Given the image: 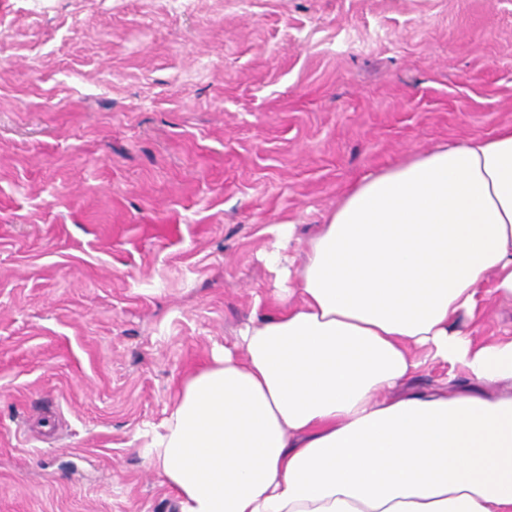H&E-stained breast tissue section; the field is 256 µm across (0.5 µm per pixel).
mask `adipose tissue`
<instances>
[{"label":"adipose tissue","mask_w":512,"mask_h":512,"mask_svg":"<svg viewBox=\"0 0 512 512\" xmlns=\"http://www.w3.org/2000/svg\"><path fill=\"white\" fill-rule=\"evenodd\" d=\"M147 445L180 512H512V127L362 177ZM470 388L394 395L426 361ZM503 385L500 393L491 392ZM485 311L475 337L479 339L492 338L499 330L512 331V305L495 298L485 302Z\"/></svg>","instance_id":"1"}]
</instances>
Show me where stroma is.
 Wrapping results in <instances>:
<instances>
[{
	"instance_id": "stroma-1",
	"label": "stroma",
	"mask_w": 512,
	"mask_h": 512,
	"mask_svg": "<svg viewBox=\"0 0 512 512\" xmlns=\"http://www.w3.org/2000/svg\"><path fill=\"white\" fill-rule=\"evenodd\" d=\"M0 512H179L143 452L345 189L512 126V0H0Z\"/></svg>"
}]
</instances>
